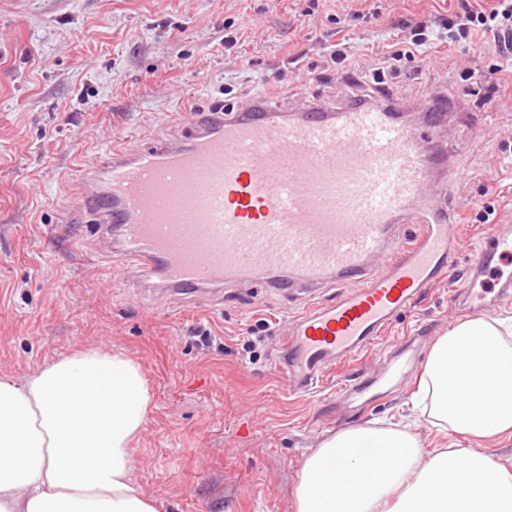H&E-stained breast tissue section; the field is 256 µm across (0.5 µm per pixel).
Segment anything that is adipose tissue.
I'll return each instance as SVG.
<instances>
[{
	"mask_svg": "<svg viewBox=\"0 0 512 512\" xmlns=\"http://www.w3.org/2000/svg\"><path fill=\"white\" fill-rule=\"evenodd\" d=\"M152 399L137 362L96 349L0 375V512H159L132 472ZM417 404L459 435L512 433V317L449 328ZM295 497L297 512H512V467L475 448L424 450L395 426H358L321 441Z\"/></svg>",
	"mask_w": 512,
	"mask_h": 512,
	"instance_id": "adipose-tissue-1",
	"label": "adipose tissue"
}]
</instances>
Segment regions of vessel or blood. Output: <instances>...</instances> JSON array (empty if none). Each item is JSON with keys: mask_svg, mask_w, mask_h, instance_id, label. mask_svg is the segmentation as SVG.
Listing matches in <instances>:
<instances>
[{"mask_svg": "<svg viewBox=\"0 0 512 512\" xmlns=\"http://www.w3.org/2000/svg\"><path fill=\"white\" fill-rule=\"evenodd\" d=\"M456 174L386 106L314 99L288 115L262 95L230 114L198 113L167 140L109 149L81 171L69 205L98 231L118 230L113 251L128 268L178 294L269 273L298 308L277 370L311 394L445 277L459 246L453 211L422 190ZM379 253L385 262L370 266ZM490 270L498 300L512 298L511 229L482 240L469 279ZM400 358L384 357L385 377L361 381L354 397L382 394Z\"/></svg>", "mask_w": 512, "mask_h": 512, "instance_id": "vessel-or-blood-1", "label": "vessel or blood"}]
</instances>
